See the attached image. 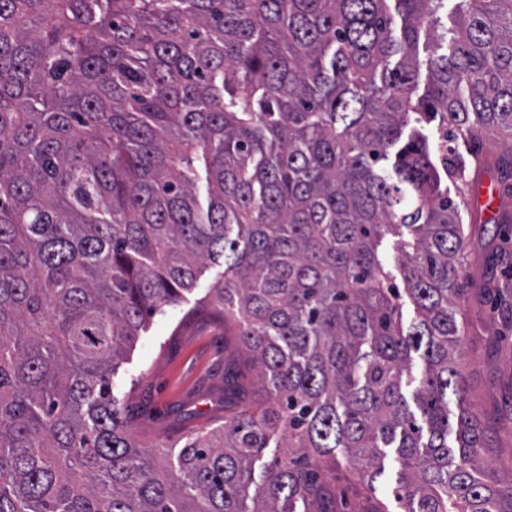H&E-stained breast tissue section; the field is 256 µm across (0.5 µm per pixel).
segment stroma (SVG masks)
<instances>
[{
	"label": "stroma",
	"instance_id": "1",
	"mask_svg": "<svg viewBox=\"0 0 512 512\" xmlns=\"http://www.w3.org/2000/svg\"><path fill=\"white\" fill-rule=\"evenodd\" d=\"M470 194L493 188L494 208L470 225L466 273L474 286L499 284V298L512 299V231L499 227L494 210L512 211V194L493 171L469 175ZM223 276L204 268L186 303L167 308L143 332L113 379L114 392L130 406L134 433L158 464L169 446H183L191 431L224 423V360L235 345L203 299ZM461 365L467 400L483 430V456L497 478L512 472V328L502 325L490 303L471 302Z\"/></svg>",
	"mask_w": 512,
	"mask_h": 512
}]
</instances>
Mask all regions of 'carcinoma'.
<instances>
[{
  "label": "carcinoma",
  "instance_id": "carcinoma-1",
  "mask_svg": "<svg viewBox=\"0 0 512 512\" xmlns=\"http://www.w3.org/2000/svg\"><path fill=\"white\" fill-rule=\"evenodd\" d=\"M443 5L0 0V512H339L341 458L355 512H512L456 359L467 163L433 161L512 142V0ZM208 264L245 357L161 473L112 377Z\"/></svg>",
  "mask_w": 512,
  "mask_h": 512
}]
</instances>
